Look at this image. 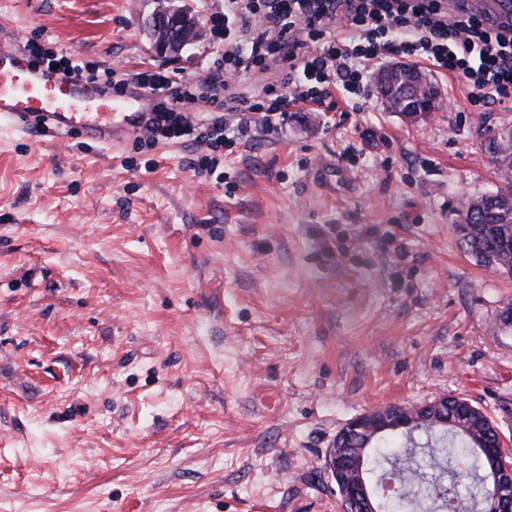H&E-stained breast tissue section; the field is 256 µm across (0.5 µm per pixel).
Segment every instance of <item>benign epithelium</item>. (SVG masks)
<instances>
[{"instance_id":"obj_1","label":"benign epithelium","mask_w":512,"mask_h":512,"mask_svg":"<svg viewBox=\"0 0 512 512\" xmlns=\"http://www.w3.org/2000/svg\"><path fill=\"white\" fill-rule=\"evenodd\" d=\"M158 9L146 20V26L152 31L151 46L154 56L160 60H173L192 42L202 43L208 40L207 30L194 22L189 29V38H182L177 32L179 23L167 6V0H157ZM410 77L409 84L417 91H429L431 83L421 74L397 66L381 74L377 85L381 93L387 92L388 82L396 77ZM448 400L440 398L433 402L402 408L394 413L381 410L369 411L351 419L345 429L356 432L385 433L391 430L413 432L435 422L434 416L444 413ZM483 452L489 458L487 484L491 495L487 499L486 512H512V463L506 461L508 455L504 442L495 448H485ZM363 448H339L330 453L326 460V470L335 482L344 509L351 512H376L373 486L364 472Z\"/></svg>"}]
</instances>
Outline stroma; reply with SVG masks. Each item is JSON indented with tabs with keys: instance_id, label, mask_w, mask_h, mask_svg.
<instances>
[{
	"instance_id": "obj_1",
	"label": "stroma",
	"mask_w": 512,
	"mask_h": 512,
	"mask_svg": "<svg viewBox=\"0 0 512 512\" xmlns=\"http://www.w3.org/2000/svg\"><path fill=\"white\" fill-rule=\"evenodd\" d=\"M154 7L0 0V38L156 69ZM433 79L415 119L254 127L220 185L187 142L0 123V512H339L337 432L449 395L512 444V277L454 231L512 112Z\"/></svg>"
}]
</instances>
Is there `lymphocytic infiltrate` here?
Wrapping results in <instances>:
<instances>
[{
  "instance_id": "1",
  "label": "lymphocytic infiltrate",
  "mask_w": 512,
  "mask_h": 512,
  "mask_svg": "<svg viewBox=\"0 0 512 512\" xmlns=\"http://www.w3.org/2000/svg\"><path fill=\"white\" fill-rule=\"evenodd\" d=\"M213 29L224 43L214 46L201 78L72 62L58 72L109 94L151 92L139 145L164 138L205 146L191 165L211 176L255 118L270 124L296 107L318 113L342 103L358 107L371 69L386 59L456 75L470 87L476 110L512 101V22L491 21L468 10L465 0H224ZM196 103L207 106L206 119L192 116Z\"/></svg>"
}]
</instances>
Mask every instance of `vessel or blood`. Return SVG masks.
<instances>
[{
    "label": "vessel or blood",
    "mask_w": 512,
    "mask_h": 512,
    "mask_svg": "<svg viewBox=\"0 0 512 512\" xmlns=\"http://www.w3.org/2000/svg\"><path fill=\"white\" fill-rule=\"evenodd\" d=\"M476 12L497 20L512 19V0H467ZM143 100L100 96L78 79H61L36 68L18 48L0 42V116L24 124L39 123L49 134L77 129L103 143L138 128Z\"/></svg>",
    "instance_id": "obj_1"
}]
</instances>
